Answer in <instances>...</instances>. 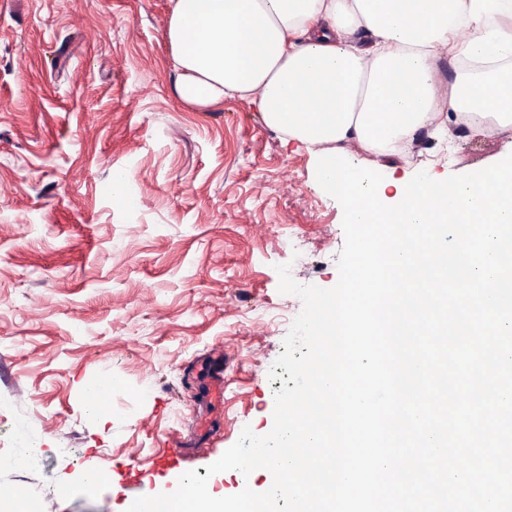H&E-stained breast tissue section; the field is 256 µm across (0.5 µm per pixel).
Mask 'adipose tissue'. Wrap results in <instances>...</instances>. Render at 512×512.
<instances>
[{"instance_id":"1","label":"adipose tissue","mask_w":512,"mask_h":512,"mask_svg":"<svg viewBox=\"0 0 512 512\" xmlns=\"http://www.w3.org/2000/svg\"><path fill=\"white\" fill-rule=\"evenodd\" d=\"M185 104L249 101L307 150L391 160L512 125V0H171ZM448 60L454 78L439 66Z\"/></svg>"}]
</instances>
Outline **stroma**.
I'll use <instances>...</instances> for the list:
<instances>
[{
	"label": "stroma",
	"instance_id": "obj_1",
	"mask_svg": "<svg viewBox=\"0 0 512 512\" xmlns=\"http://www.w3.org/2000/svg\"><path fill=\"white\" fill-rule=\"evenodd\" d=\"M169 11L170 0H0V486L17 512H127L191 470L214 496L269 489L266 470L207 468L244 428L273 426L282 383L268 373L302 310L279 292L278 266L304 285L339 278L343 209L315 156L247 102L182 103ZM510 143L512 128L420 149L454 175ZM288 225L309 240L304 265ZM219 350L224 404L210 415ZM104 377L99 405L85 388ZM19 436L35 445L24 465L12 462ZM172 436L181 460L155 471ZM89 471L107 477L92 493Z\"/></svg>",
	"mask_w": 512,
	"mask_h": 512
}]
</instances>
